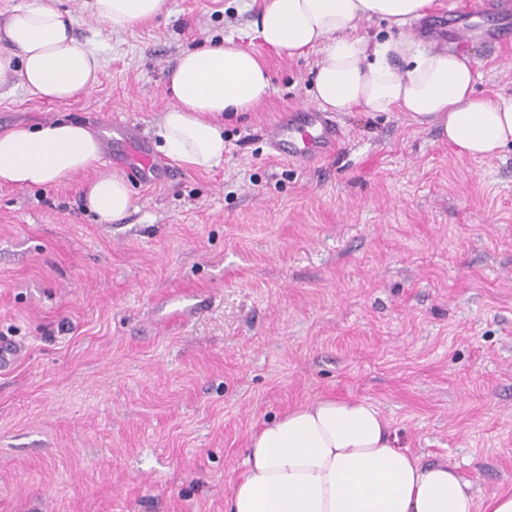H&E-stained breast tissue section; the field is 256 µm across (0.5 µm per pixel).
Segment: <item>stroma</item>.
Returning <instances> with one entry per match:
<instances>
[{
    "label": "stroma",
    "instance_id": "1",
    "mask_svg": "<svg viewBox=\"0 0 512 512\" xmlns=\"http://www.w3.org/2000/svg\"><path fill=\"white\" fill-rule=\"evenodd\" d=\"M98 47V83L48 102L0 83V130L135 125L166 170L105 224L83 193L128 176L117 148L40 188L0 183V512H224L250 434L322 397L360 398L398 447L512 487V147L458 155L405 112H340L345 141L302 167L265 135L313 103L317 50L269 49L262 0H168L111 30L60 0ZM233 36L271 81L224 129L222 161L174 163L158 135L166 72ZM414 40L464 59L477 96H512V44Z\"/></svg>",
    "mask_w": 512,
    "mask_h": 512
}]
</instances>
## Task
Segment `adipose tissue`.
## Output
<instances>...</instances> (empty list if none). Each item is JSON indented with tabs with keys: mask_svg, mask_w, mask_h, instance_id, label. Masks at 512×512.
I'll return each mask as SVG.
<instances>
[{
	"mask_svg": "<svg viewBox=\"0 0 512 512\" xmlns=\"http://www.w3.org/2000/svg\"><path fill=\"white\" fill-rule=\"evenodd\" d=\"M59 0H29L0 22V79L15 75L31 93L66 102L99 80L96 48L80 43ZM432 0H264L256 23L263 42L294 55L319 48L314 99L335 112H407L435 129L458 154L483 157L512 144V97L475 96L476 75L457 56L402 35L383 42L358 37L361 22L401 28ZM166 0H87L111 29L156 18ZM173 95L159 135L173 161L196 170L224 156L214 113L245 112L264 100L270 79L252 50L233 38L183 53L168 72ZM102 153L99 135L63 121L0 132V181L43 187L89 169ZM89 210L102 221L132 205L118 174L87 187ZM225 512H512V491L476 497L445 463H425L395 447L389 423L362 399L324 397L262 422L249 438L244 467Z\"/></svg>",
	"mask_w": 512,
	"mask_h": 512,
	"instance_id": "adipose-tissue-1",
	"label": "adipose tissue"
}]
</instances>
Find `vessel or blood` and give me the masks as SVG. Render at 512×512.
<instances>
[{
    "mask_svg": "<svg viewBox=\"0 0 512 512\" xmlns=\"http://www.w3.org/2000/svg\"><path fill=\"white\" fill-rule=\"evenodd\" d=\"M472 21L459 26L460 36L482 31L486 41L500 45L512 40V0H473ZM493 18V25L476 28L478 18ZM113 129L132 151V174L139 181L153 184L161 169L160 163L140 142L135 126L117 122ZM267 138L276 155L307 164L334 152L342 139V131L332 115L316 106L305 105L284 113L268 127Z\"/></svg>",
    "mask_w": 512,
    "mask_h": 512,
    "instance_id": "obj_1",
    "label": "vessel or blood"
}]
</instances>
